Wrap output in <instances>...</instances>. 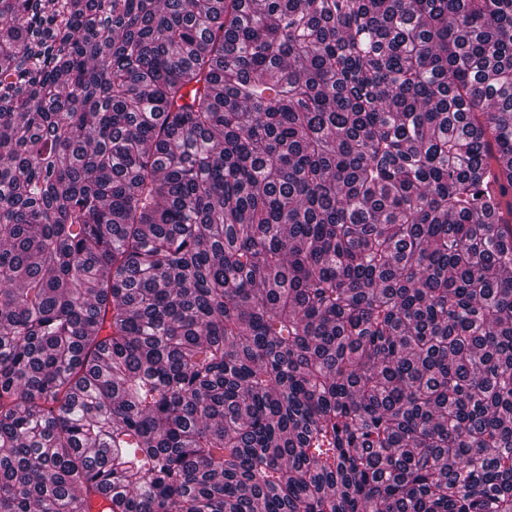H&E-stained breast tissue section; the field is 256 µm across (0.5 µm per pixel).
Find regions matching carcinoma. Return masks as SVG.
<instances>
[{"label":"carcinoma","instance_id":"cac0c4a2","mask_svg":"<svg viewBox=\"0 0 512 512\" xmlns=\"http://www.w3.org/2000/svg\"><path fill=\"white\" fill-rule=\"evenodd\" d=\"M512 0H0V512H512Z\"/></svg>","mask_w":512,"mask_h":512}]
</instances>
